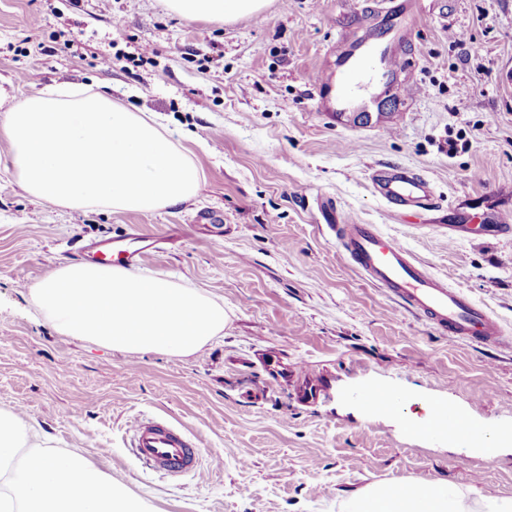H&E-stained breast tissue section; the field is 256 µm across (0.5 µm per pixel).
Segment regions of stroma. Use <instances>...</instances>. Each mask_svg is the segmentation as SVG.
Masks as SVG:
<instances>
[{"label":"stroma","mask_w":512,"mask_h":512,"mask_svg":"<svg viewBox=\"0 0 512 512\" xmlns=\"http://www.w3.org/2000/svg\"><path fill=\"white\" fill-rule=\"evenodd\" d=\"M363 5L267 0L211 21L167 0H0V117L48 86L99 92L158 115L201 176L196 197L157 212L61 209L17 183L0 132V410L32 425L28 447L84 457L142 512H341L373 483L441 480L512 498V448L492 459L413 428L441 400L512 433V348L440 335L367 282L327 226L378 225L512 334V238L448 237L465 205L485 224L512 211V0H404L380 18L407 62L357 126L319 112L311 78ZM67 39L73 52H57ZM383 165L424 176L435 209L390 214L369 180ZM135 225L160 242L140 272L230 315L194 355L102 348L32 303L49 270ZM381 387L401 404L376 411L365 396ZM157 415L198 438V474L134 456L133 423Z\"/></svg>","instance_id":"1"}]
</instances>
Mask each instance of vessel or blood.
<instances>
[{"label":"vessel or blood","mask_w":512,"mask_h":512,"mask_svg":"<svg viewBox=\"0 0 512 512\" xmlns=\"http://www.w3.org/2000/svg\"><path fill=\"white\" fill-rule=\"evenodd\" d=\"M405 59L379 58L376 46L363 39L350 47L339 74L317 72L311 79L324 112H366L373 106L364 91L382 81L384 74L401 69ZM372 185L390 210L434 209L432 186L425 178L399 166H382L370 175ZM346 260L365 280L382 288L402 306L412 310L439 333L496 349L511 342L499 322L464 291L449 287L422 266L398 239L375 224H335L331 227ZM146 248L113 251L111 242L93 246L90 257L102 262L136 263ZM133 447L138 458L172 475L197 471V439L168 418L154 416L136 421Z\"/></svg>","instance_id":"b4317fda"}]
</instances>
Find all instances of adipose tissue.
<instances>
[{
    "label": "adipose tissue",
    "instance_id": "obj_1",
    "mask_svg": "<svg viewBox=\"0 0 512 512\" xmlns=\"http://www.w3.org/2000/svg\"><path fill=\"white\" fill-rule=\"evenodd\" d=\"M264 0H168L189 20H230ZM14 176L52 206L155 212L198 195L201 177L187 153L154 118L87 91L46 88L16 102L0 122ZM25 421L0 411V512H140L110 477L86 460L46 450L18 454ZM345 512H512V498L470 497L458 485H412L404 494L371 484L351 494Z\"/></svg>",
    "mask_w": 512,
    "mask_h": 512
}]
</instances>
